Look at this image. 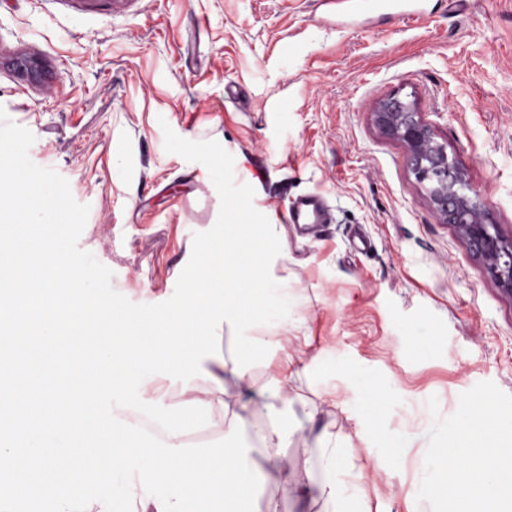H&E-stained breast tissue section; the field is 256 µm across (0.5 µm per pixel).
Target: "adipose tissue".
I'll return each instance as SVG.
<instances>
[{
    "mask_svg": "<svg viewBox=\"0 0 512 512\" xmlns=\"http://www.w3.org/2000/svg\"><path fill=\"white\" fill-rule=\"evenodd\" d=\"M276 343V336L264 332L242 341L235 353L226 360L221 361L212 357L203 359V369L216 379L215 384L210 385L209 393L213 399L219 401L226 422H233L234 418L242 416L244 409L226 400L223 395L224 389L250 384L249 364L256 354L275 346ZM143 391L145 396L134 402V410L161 425L162 439L165 443L177 445L186 442L191 429L199 419L198 414L190 408H167L163 394L154 383H146ZM319 451L322 479L315 487L317 495L330 505L331 512H351L343 488L336 479V472L343 462V451L337 448L335 436L323 435L319 442Z\"/></svg>",
    "mask_w": 512,
    "mask_h": 512,
    "instance_id": "obj_1",
    "label": "adipose tissue"
}]
</instances>
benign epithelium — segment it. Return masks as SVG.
Segmentation results:
<instances>
[{
  "label": "benign epithelium",
  "instance_id": "benign-epithelium-1",
  "mask_svg": "<svg viewBox=\"0 0 512 512\" xmlns=\"http://www.w3.org/2000/svg\"><path fill=\"white\" fill-rule=\"evenodd\" d=\"M374 117L383 132L405 144L411 169L440 219L455 227L489 277L512 297V243L501 237L489 206L470 188L432 128L410 103L394 97L381 103Z\"/></svg>",
  "mask_w": 512,
  "mask_h": 512
}]
</instances>
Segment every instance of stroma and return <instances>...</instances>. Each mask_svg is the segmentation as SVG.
I'll list each match as a JSON object with an SVG mask.
<instances>
[{
  "mask_svg": "<svg viewBox=\"0 0 512 512\" xmlns=\"http://www.w3.org/2000/svg\"><path fill=\"white\" fill-rule=\"evenodd\" d=\"M419 19L337 24L319 0H0V107L35 142L31 160L55 169L90 212L78 241L136 304L174 293L194 233L215 224L220 199L207 168L167 152L164 127L214 140L236 183L275 224L270 273L291 302L271 331L280 346L250 366L247 460L266 469L253 437L268 422L256 390L282 374L284 351L312 363L297 394L277 398L290 479L269 475L255 508L327 512L294 484L321 478L320 435L346 467L337 479L356 512H430L417 493L430 397L442 416L490 381L512 395V297L490 279L454 227L442 223L405 145L372 111L399 97L417 105L512 240V0H425ZM319 191L331 222L306 238L284 200ZM363 230L372 248L356 250ZM371 377L384 401L364 402ZM165 402L193 401L210 441L224 413L208 382ZM406 446L400 463L388 451Z\"/></svg>",
  "mask_w": 512,
  "mask_h": 512,
  "instance_id": "1",
  "label": "stroma"
}]
</instances>
